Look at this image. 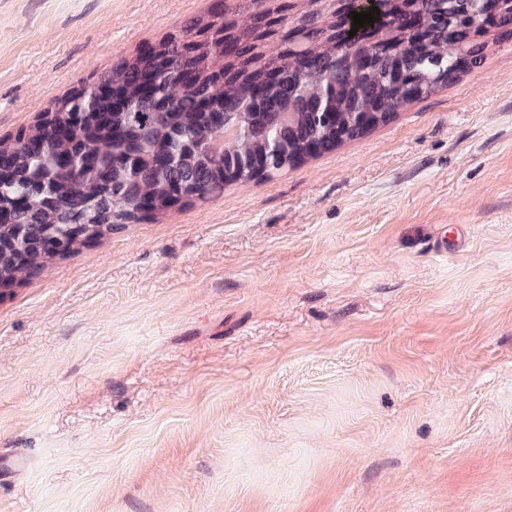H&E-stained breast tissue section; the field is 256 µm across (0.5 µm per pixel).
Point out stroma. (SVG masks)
I'll use <instances>...</instances> for the list:
<instances>
[{"label":"stroma","instance_id":"1","mask_svg":"<svg viewBox=\"0 0 512 512\" xmlns=\"http://www.w3.org/2000/svg\"><path fill=\"white\" fill-rule=\"evenodd\" d=\"M211 0H0V136ZM368 136L0 297V512H512V33Z\"/></svg>","mask_w":512,"mask_h":512}]
</instances>
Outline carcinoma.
Here are the masks:
<instances>
[{
	"label": "carcinoma",
	"mask_w": 512,
	"mask_h": 512,
	"mask_svg": "<svg viewBox=\"0 0 512 512\" xmlns=\"http://www.w3.org/2000/svg\"><path fill=\"white\" fill-rule=\"evenodd\" d=\"M224 2L0 138V289L119 227L293 169L313 143L357 139L448 86L462 52L484 57V41L448 40V0H382L359 28L337 26L325 6L299 13L295 0H273L270 30L292 28L303 49L255 32L249 0ZM415 11L420 31L403 25ZM397 70L423 93L391 82ZM314 104L336 119L317 120Z\"/></svg>",
	"instance_id": "obj_1"
}]
</instances>
